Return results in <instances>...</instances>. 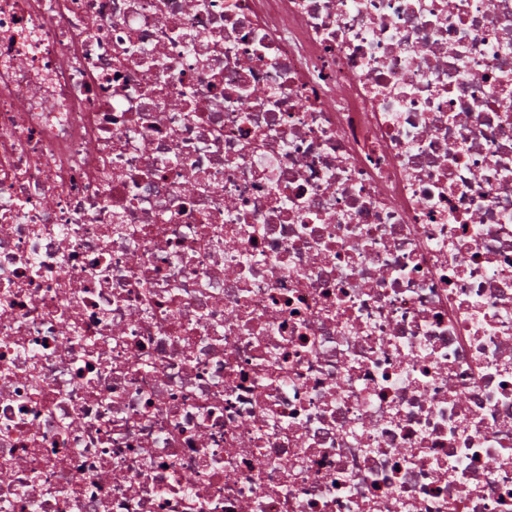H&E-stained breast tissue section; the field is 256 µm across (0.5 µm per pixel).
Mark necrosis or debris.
Returning a JSON list of instances; mask_svg holds the SVG:
<instances>
[{
	"label": "necrosis or debris",
	"instance_id": "4bbe7bcc",
	"mask_svg": "<svg viewBox=\"0 0 512 512\" xmlns=\"http://www.w3.org/2000/svg\"><path fill=\"white\" fill-rule=\"evenodd\" d=\"M0 512H512V0H0Z\"/></svg>",
	"mask_w": 512,
	"mask_h": 512
}]
</instances>
